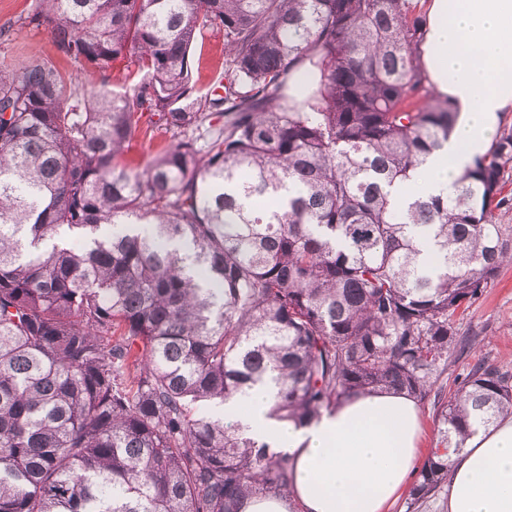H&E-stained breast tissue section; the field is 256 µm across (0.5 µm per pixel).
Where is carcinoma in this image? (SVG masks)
I'll return each instance as SVG.
<instances>
[{
  "instance_id": "obj_1",
  "label": "carcinoma",
  "mask_w": 512,
  "mask_h": 512,
  "mask_svg": "<svg viewBox=\"0 0 512 512\" xmlns=\"http://www.w3.org/2000/svg\"><path fill=\"white\" fill-rule=\"evenodd\" d=\"M27 21L77 69L0 71V512L285 498L289 456L203 413L266 379L300 424L371 389L434 396L412 503L445 485L448 449L512 413L493 365L443 382L468 346L454 317L512 261V129L451 193L396 197L458 118L420 67V0H37ZM208 33L224 77L204 89ZM127 57L128 91L84 88ZM147 113L163 145L142 170ZM224 42L222 35L206 40L203 46L198 44L190 61L193 76L199 84L207 86L224 74Z\"/></svg>"
}]
</instances>
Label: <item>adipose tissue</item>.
<instances>
[{
  "label": "adipose tissue",
  "instance_id": "1",
  "mask_svg": "<svg viewBox=\"0 0 512 512\" xmlns=\"http://www.w3.org/2000/svg\"><path fill=\"white\" fill-rule=\"evenodd\" d=\"M423 74L459 119L447 143L429 156L420 196L448 193L484 154L500 113L512 111V0H428L421 47ZM276 388L253 386L226 401L224 420L291 458V497L254 496L242 512H389L417 470L423 416L398 389L340 400L303 424L272 411ZM448 512H512V415L478 428L448 451Z\"/></svg>",
  "mask_w": 512,
  "mask_h": 512
}]
</instances>
